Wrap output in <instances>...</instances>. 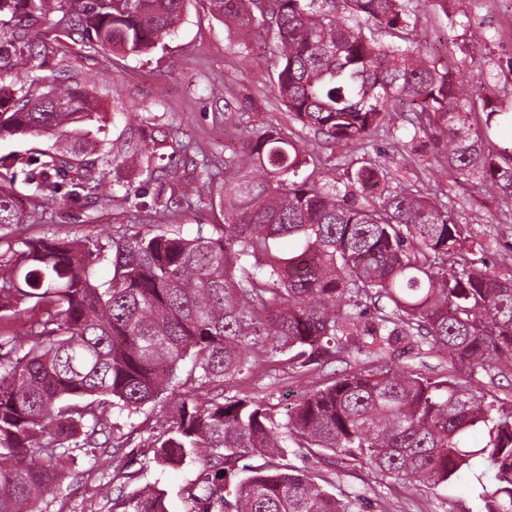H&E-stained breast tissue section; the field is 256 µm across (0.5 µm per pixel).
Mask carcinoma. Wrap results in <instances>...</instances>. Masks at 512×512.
I'll use <instances>...</instances> for the list:
<instances>
[{
    "label": "carcinoma",
    "mask_w": 512,
    "mask_h": 512,
    "mask_svg": "<svg viewBox=\"0 0 512 512\" xmlns=\"http://www.w3.org/2000/svg\"><path fill=\"white\" fill-rule=\"evenodd\" d=\"M64 0H0V72L28 65L45 45L43 20ZM68 28L114 53L142 55L174 31L191 0H70ZM242 33L272 32L276 87L303 127L333 143L364 142L406 101L453 182L512 207V124L502 97L474 99L409 38L415 0H208ZM385 29V45L356 24ZM483 120H475L477 110ZM98 108L84 86L38 94L0 85V139L49 134L60 150L0 165V321L24 313L23 336L0 333V512H38L43 494L99 435L164 394L178 398L155 435L153 462L204 458L188 491L192 512H352L288 460L349 459L397 480L447 486L482 457L492 472L480 512H512V276L492 271L488 242L419 191L379 188L386 166L340 174L344 189L300 177L309 165L279 130L255 129L224 158V223L116 231L80 240L10 236L23 223L17 185L40 207L67 188L78 201L95 182L84 160ZM297 248L285 255L281 239ZM112 266L99 283L95 267ZM312 375L342 354L362 363L303 393L284 417L248 395L211 390L255 367L248 349ZM434 357L423 373L394 357ZM481 432L478 448L468 438ZM248 456L267 458L237 468ZM114 512H167L164 491L113 499Z\"/></svg>",
    "instance_id": "cac0c4a2"
}]
</instances>
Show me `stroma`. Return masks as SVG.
Segmentation results:
<instances>
[{
    "instance_id": "obj_1",
    "label": "stroma",
    "mask_w": 512,
    "mask_h": 512,
    "mask_svg": "<svg viewBox=\"0 0 512 512\" xmlns=\"http://www.w3.org/2000/svg\"><path fill=\"white\" fill-rule=\"evenodd\" d=\"M454 8L458 24L453 29L438 9H420L414 42L437 53L463 89L498 90L496 75L512 64V0H456ZM51 18L48 50L32 60L23 83L37 93L43 91L47 75L85 84L99 106L95 148L89 155L97 186L79 203L65 192L56 193L36 223L27 224V234L82 239L118 227L174 225L189 236L197 225L222 223L213 187L153 206L166 180L165 166L196 185L202 161L223 173L225 155L239 150L247 131L274 127L301 145L309 161L305 173L320 185L334 183L340 166L389 160V191L411 185L436 199L472 233L489 241L486 260L492 269L512 274V211L489 199L474 202L458 191L447 171L436 166L431 144L415 131L403 109L393 110L389 126L364 143H325L291 118L278 98L270 65L254 64L239 34L212 14L207 0H192L177 32L141 56L91 48L80 35L69 34L59 13ZM469 24L483 27L485 50L469 47ZM353 364L352 358L339 357L314 375L272 374L259 366L227 385L224 393L241 391L282 411L316 383L337 377ZM174 403L170 397L140 414L119 417L121 428L131 435L119 460H111L112 442L103 439L100 458L79 456L74 477L47 496L45 512H112L118 492L130 493L146 484L165 491L168 512H190L185 492L200 480L203 461L165 471L152 464L151 440ZM290 461L324 478L330 492L351 501L354 512H476L481 490L477 478L486 469L482 460H474L462 479L431 489L400 483L355 463L333 466L299 455ZM128 472L136 473V481L126 482Z\"/></svg>"
}]
</instances>
